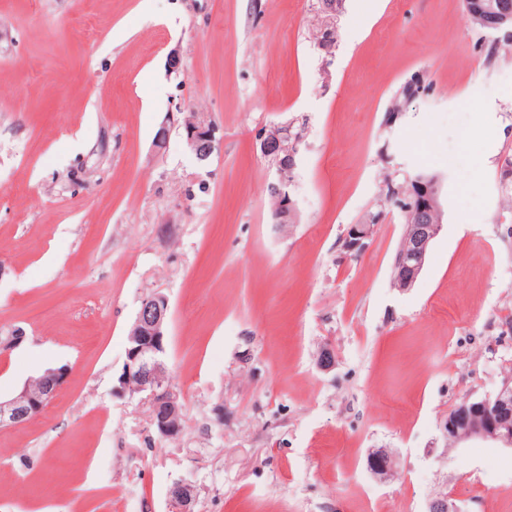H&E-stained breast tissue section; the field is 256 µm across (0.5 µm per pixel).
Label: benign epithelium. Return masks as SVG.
Instances as JSON below:
<instances>
[{
  "instance_id": "obj_1",
  "label": "benign epithelium",
  "mask_w": 512,
  "mask_h": 512,
  "mask_svg": "<svg viewBox=\"0 0 512 512\" xmlns=\"http://www.w3.org/2000/svg\"><path fill=\"white\" fill-rule=\"evenodd\" d=\"M468 16L480 22L494 33L512 28V5L503 0H463ZM185 138L191 150L203 158H209L219 148L220 137L214 125L199 121L194 126H184ZM293 138L289 123H277L262 129L257 137L261 153L276 163L277 178L269 184L276 194L279 205L273 213L277 224L297 223L295 201L288 193L295 170V152L286 149ZM441 179L437 175H422L412 191L413 206L419 222L405 225L404 233L396 250L393 285L400 291L412 288L420 276L433 240L442 230V221L431 216L441 211ZM372 224H353L349 227L344 248L360 253L367 247L372 235ZM170 312L169 299L161 292H153L142 298L131 329L125 352L122 372L118 377V389L122 393H147L151 410V423L156 433L165 438L181 435L182 406L177 392L167 382L166 327ZM336 363V351L323 347L316 360L319 370L330 371ZM67 368L61 366L46 370L41 377L39 391H32L27 383L11 399L0 400V427H14L40 415L58 389L65 383ZM512 382L506 380L493 394L482 397H466L448 415L441 419L439 431L443 439L453 438L454 444L473 440H492L512 448ZM367 468L375 476L384 479L397 469V460L387 448H373L367 456ZM194 497L192 485L176 482L170 490V512H190Z\"/></svg>"
}]
</instances>
